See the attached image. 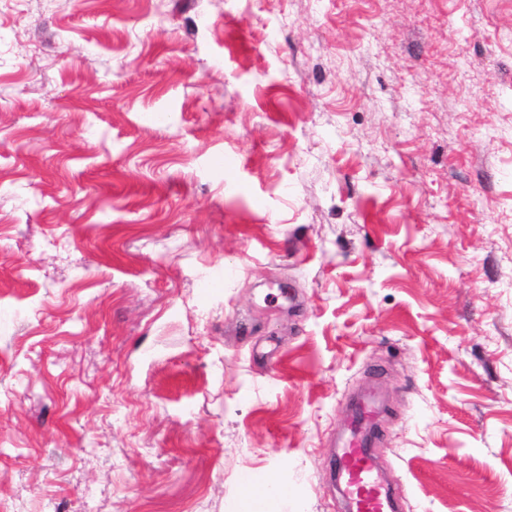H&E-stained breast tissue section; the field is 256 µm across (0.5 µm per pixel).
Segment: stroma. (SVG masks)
I'll return each instance as SVG.
<instances>
[{"mask_svg": "<svg viewBox=\"0 0 512 512\" xmlns=\"http://www.w3.org/2000/svg\"><path fill=\"white\" fill-rule=\"evenodd\" d=\"M371 385L512 512V0H0V512H343ZM245 496L253 512L270 511L268 507L274 502H284L287 499L285 490L275 482H269L261 487H254L248 480L244 481Z\"/></svg>", "mask_w": 512, "mask_h": 512, "instance_id": "obj_1", "label": "stroma"}]
</instances>
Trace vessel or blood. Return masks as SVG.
<instances>
[{
  "label": "vessel or blood",
  "instance_id": "vessel-or-blood-1",
  "mask_svg": "<svg viewBox=\"0 0 512 512\" xmlns=\"http://www.w3.org/2000/svg\"><path fill=\"white\" fill-rule=\"evenodd\" d=\"M381 403L376 394L359 398L340 442L341 465L336 479L348 492L349 512H395L394 491L385 483L368 447Z\"/></svg>",
  "mask_w": 512,
  "mask_h": 512
}]
</instances>
